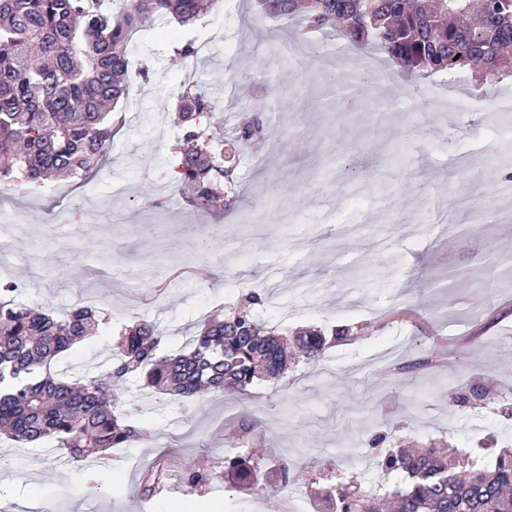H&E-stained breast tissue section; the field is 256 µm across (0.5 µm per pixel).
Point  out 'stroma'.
<instances>
[{
	"instance_id": "35a3bbf8",
	"label": "stroma",
	"mask_w": 512,
	"mask_h": 512,
	"mask_svg": "<svg viewBox=\"0 0 512 512\" xmlns=\"http://www.w3.org/2000/svg\"><path fill=\"white\" fill-rule=\"evenodd\" d=\"M228 9L189 30L171 21L137 33L130 60L149 76L134 82L96 176L62 201L76 219L42 235L52 204L6 186L24 222L0 282L18 285L20 304L62 313L90 302L119 324H133L143 301L171 348L246 288L264 290L257 312L280 332L352 325L360 333L319 364L298 360L231 400L182 403L130 386L123 410L144 437L112 449L104 466L0 437V512L36 500L38 512H323L335 470L357 472L368 486L397 483L378 466L370 445L378 434L408 446L441 439L488 457L512 442V419L452 413L447 403L463 383L493 398L512 388V265L497 262L512 255V226L483 219L512 199V77L486 94L447 86L441 73L411 80L336 30L311 44L341 47L340 71L352 83H314L281 62L289 50L307 55L292 40L294 23L261 19L256 0ZM189 39L209 47L186 65L173 49ZM364 61L385 79L360 75ZM189 77L222 101L240 199L230 221L187 206L166 178L181 150L175 94ZM406 92L425 110L406 111ZM448 96L470 108L442 121L430 104ZM256 104L276 131L239 145L238 115ZM463 148L480 165L460 167ZM139 160L155 167L151 181L139 177ZM476 182L468 218L437 234L436 198L456 201ZM112 351L92 337L62 353L57 368L74 380ZM247 449L260 450L267 474L288 458L295 484L254 494L224 482L225 457ZM159 456L170 475L159 495L143 496L141 472ZM193 465L211 480L185 483Z\"/></svg>"
}]
</instances>
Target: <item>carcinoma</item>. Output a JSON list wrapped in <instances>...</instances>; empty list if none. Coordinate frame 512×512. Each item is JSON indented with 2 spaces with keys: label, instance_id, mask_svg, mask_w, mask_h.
<instances>
[{
  "label": "carcinoma",
  "instance_id": "carcinoma-1",
  "mask_svg": "<svg viewBox=\"0 0 512 512\" xmlns=\"http://www.w3.org/2000/svg\"><path fill=\"white\" fill-rule=\"evenodd\" d=\"M216 0H0V183L21 182L37 191L51 178L91 179L112 145L114 112L127 98L129 46L148 18L172 17L191 26ZM260 15L294 22L301 35L341 26L352 46H369L409 76L446 72L491 84L512 64V0H259ZM176 120L184 148L170 183L199 210L231 211L238 196L218 194L224 176L216 154L199 143L214 101L197 82L177 92ZM240 141L267 135L263 114L235 128ZM14 285L0 284V435L30 445L63 449L83 462L110 448H129L142 436L121 417L120 392L132 378L177 400L235 395L254 382L277 378L303 357L310 363L355 337L344 326L310 330L288 339L254 309L259 288L242 292L224 319L212 318L176 352H163L158 326L140 318L121 328L106 373L88 372L69 382L54 360L76 342L112 332V318L93 307L61 315L16 303ZM480 386L448 391V408L475 409ZM261 458L224 460L229 479L261 491ZM385 474L402 471L406 482L383 495L358 477L336 472L329 512H512V448H502L489 468L466 467L445 447L396 448L382 461ZM165 465L142 472V494L164 486ZM284 488L294 482L286 459L275 466Z\"/></svg>",
  "mask_w": 512,
  "mask_h": 512
}]
</instances>
